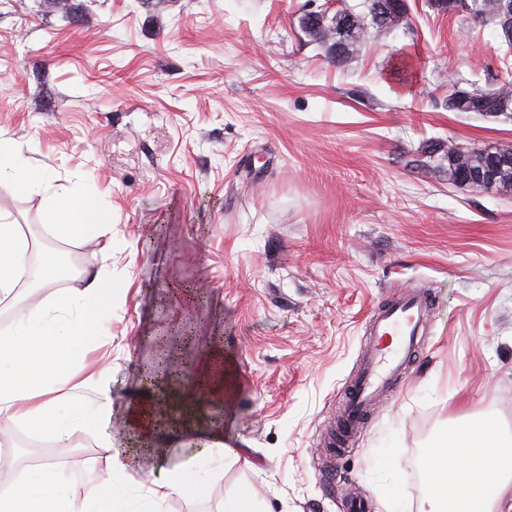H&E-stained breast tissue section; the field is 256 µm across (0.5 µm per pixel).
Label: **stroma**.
Here are the masks:
<instances>
[{"mask_svg": "<svg viewBox=\"0 0 512 512\" xmlns=\"http://www.w3.org/2000/svg\"><path fill=\"white\" fill-rule=\"evenodd\" d=\"M356 0H0V139L19 144L52 190H90L112 240L53 238L45 196L0 190V211L75 260L41 289L79 294L112 273V307L93 317L72 369L85 419L39 445L16 423L11 463L48 459L85 496L104 459L90 374L112 389L113 444L132 458L139 512H227L240 486L260 512H349L353 496L417 512L421 453L451 420L491 412L512 431V193L450 185L415 166L426 142L512 143V119L448 111L452 86L506 76L492 27L408 0L409 24L339 67L300 27ZM417 74L399 87L391 64ZM205 284L195 304L184 283ZM431 300L429 336L397 393L354 444L330 457V429L366 344V321L394 291ZM179 320L195 370L220 350L230 398L204 427L158 425L141 448L126 424L153 402L145 379ZM252 468L208 448L209 426ZM198 461L193 490L152 504L167 471Z\"/></svg>", "mask_w": 512, "mask_h": 512, "instance_id": "1", "label": "stroma"}]
</instances>
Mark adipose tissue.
Wrapping results in <instances>:
<instances>
[{"instance_id":"1","label":"adipose tissue","mask_w":512,"mask_h":512,"mask_svg":"<svg viewBox=\"0 0 512 512\" xmlns=\"http://www.w3.org/2000/svg\"><path fill=\"white\" fill-rule=\"evenodd\" d=\"M0 187L38 195L48 188L45 172L25 161L20 147L0 140ZM49 233L83 239L112 228V212L97 195H58L50 205ZM61 275L57 254L33 253L30 234L0 213V297L18 285L32 293L0 329V423H28L39 435L65 440L80 419L69 391L71 363L88 334L87 313L111 305V280L95 274L79 295L57 294L52 305L35 289ZM104 478L85 499L71 497L67 482L49 462L0 485V512H135L123 488L129 477L124 454L102 434ZM421 470L429 490L418 512H512V434L489 414L464 418L437 434L425 448Z\"/></svg>"}]
</instances>
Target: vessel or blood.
Segmentation results:
<instances>
[{"label": "vessel or blood", "instance_id": "vessel-or-blood-1", "mask_svg": "<svg viewBox=\"0 0 512 512\" xmlns=\"http://www.w3.org/2000/svg\"><path fill=\"white\" fill-rule=\"evenodd\" d=\"M428 308L424 292L412 288L373 312L370 339L337 422L340 438L354 433L370 407L403 376L425 333Z\"/></svg>", "mask_w": 512, "mask_h": 512}]
</instances>
